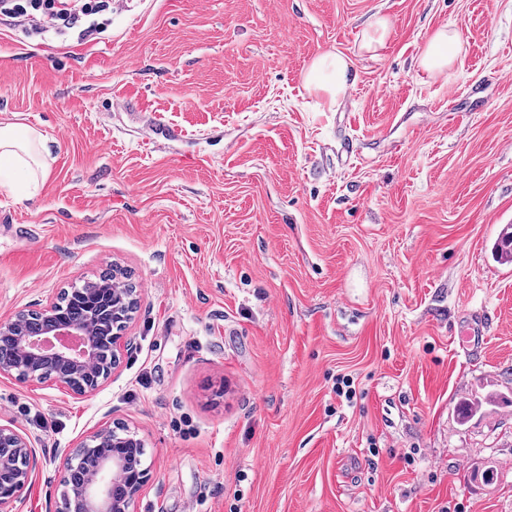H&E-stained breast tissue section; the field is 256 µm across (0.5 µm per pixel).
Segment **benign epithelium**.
I'll use <instances>...</instances> for the list:
<instances>
[{
  "label": "benign epithelium",
  "instance_id": "1",
  "mask_svg": "<svg viewBox=\"0 0 512 512\" xmlns=\"http://www.w3.org/2000/svg\"><path fill=\"white\" fill-rule=\"evenodd\" d=\"M115 331L110 336L111 361L105 372L97 369L98 336L82 321L60 314L61 298L37 310L25 309L0 322V375L19 382L47 376L75 394L87 396L119 368L128 344L125 330L137 305L134 288L110 289ZM145 447L129 429L103 427L95 431L60 468L63 487L56 512H135L136 501L148 480L149 470L130 452L133 445ZM35 449L18 429L0 425V473L11 482L0 489V512H13L33 477Z\"/></svg>",
  "mask_w": 512,
  "mask_h": 512
}]
</instances>
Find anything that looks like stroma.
<instances>
[{"label": "stroma", "mask_w": 512, "mask_h": 512, "mask_svg": "<svg viewBox=\"0 0 512 512\" xmlns=\"http://www.w3.org/2000/svg\"><path fill=\"white\" fill-rule=\"evenodd\" d=\"M446 25L466 55L432 79ZM328 50L356 79L324 111L302 75ZM7 122L51 155L32 198L0 189V321L114 265L139 290L94 393L0 377L36 451L16 512H55L61 456L116 422L136 512H512V0H123L82 45L0 24ZM392 30L391 20L386 16L375 15L364 29L360 49L372 57L378 56L388 43ZM466 52L465 39L447 26L436 29L418 55V66L428 76L447 79Z\"/></svg>", "instance_id": "1"}]
</instances>
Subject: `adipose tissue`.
Masks as SVG:
<instances>
[{
  "instance_id": "ef3b65f1",
  "label": "adipose tissue",
  "mask_w": 512,
  "mask_h": 512,
  "mask_svg": "<svg viewBox=\"0 0 512 512\" xmlns=\"http://www.w3.org/2000/svg\"><path fill=\"white\" fill-rule=\"evenodd\" d=\"M466 52L460 31L436 29L418 55V66L433 78H448ZM355 78L352 60L339 51L315 56L303 72V87L332 107L341 101ZM46 137L37 129L16 123H0V187L16 186L21 180L43 183L49 172Z\"/></svg>"
}]
</instances>
